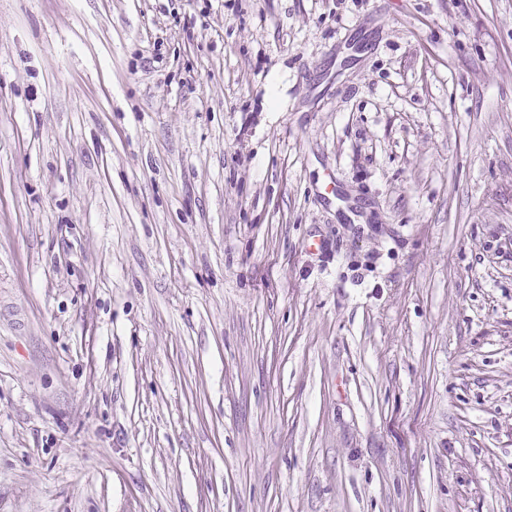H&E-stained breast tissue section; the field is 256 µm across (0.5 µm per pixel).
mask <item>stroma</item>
<instances>
[{
    "label": "stroma",
    "instance_id": "stroma-1",
    "mask_svg": "<svg viewBox=\"0 0 512 512\" xmlns=\"http://www.w3.org/2000/svg\"><path fill=\"white\" fill-rule=\"evenodd\" d=\"M0 512H512V0H0Z\"/></svg>",
    "mask_w": 512,
    "mask_h": 512
}]
</instances>
